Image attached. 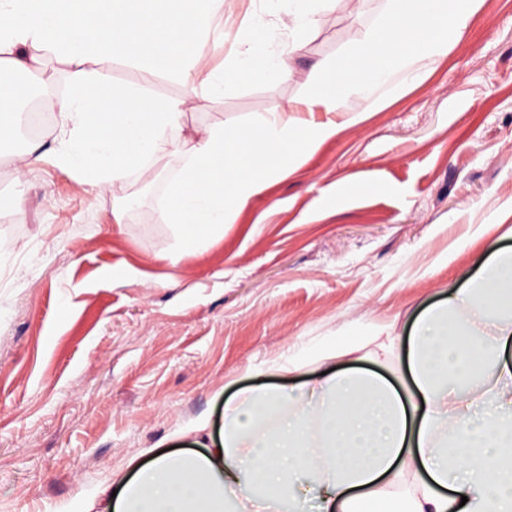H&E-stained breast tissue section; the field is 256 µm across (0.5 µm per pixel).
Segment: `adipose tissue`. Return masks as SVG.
Returning <instances> with one entry per match:
<instances>
[{
    "label": "adipose tissue",
    "instance_id": "adipose-tissue-1",
    "mask_svg": "<svg viewBox=\"0 0 512 512\" xmlns=\"http://www.w3.org/2000/svg\"><path fill=\"white\" fill-rule=\"evenodd\" d=\"M221 0H0V70L69 63L55 103L60 164L103 188L170 154L187 162L165 214L181 252L206 247L230 213L304 153L336 136L334 121L271 116L181 135L185 103L112 84L121 57L219 95L227 82L281 81L291 70L266 26L246 32L223 71L202 74L196 48ZM332 0H286L288 51L303 47ZM512 249L495 250L465 287L426 307L386 350L406 366L388 378L332 362L353 338L323 345V376L257 385L224 401L218 440L128 462L96 492L93 512H512Z\"/></svg>",
    "mask_w": 512,
    "mask_h": 512
}]
</instances>
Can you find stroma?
I'll use <instances>...</instances> for the list:
<instances>
[{
  "label": "stroma",
  "mask_w": 512,
  "mask_h": 512,
  "mask_svg": "<svg viewBox=\"0 0 512 512\" xmlns=\"http://www.w3.org/2000/svg\"><path fill=\"white\" fill-rule=\"evenodd\" d=\"M388 0H335L291 57L289 79L230 83L212 98L173 75L115 58L117 85L185 100L182 134L308 113V75L363 40ZM281 0H223L229 35L255 17L281 29ZM399 96L276 177L205 250L171 260L163 218L185 164L101 189L54 158L17 171L0 148V512H75L127 461L218 432L224 396L287 373L331 336L416 314L512 247V0H478L445 56L418 62ZM125 202L114 217L116 202Z\"/></svg>",
  "instance_id": "stroma-1"
}]
</instances>
